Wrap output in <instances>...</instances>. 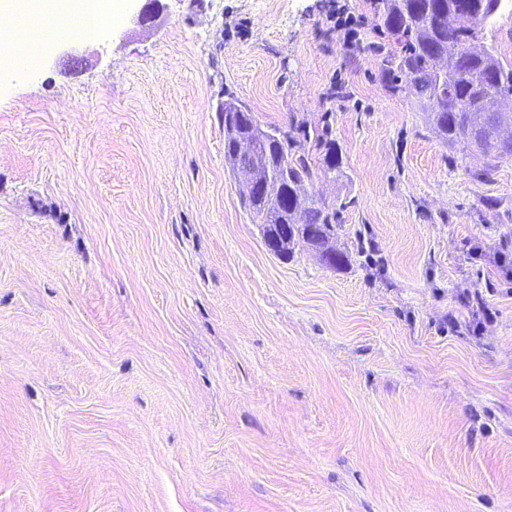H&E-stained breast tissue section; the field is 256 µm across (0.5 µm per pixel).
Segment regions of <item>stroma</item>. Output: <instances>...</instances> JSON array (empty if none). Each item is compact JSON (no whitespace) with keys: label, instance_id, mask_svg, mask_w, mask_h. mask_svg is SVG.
<instances>
[{"label":"stroma","instance_id":"35a3bbf8","mask_svg":"<svg viewBox=\"0 0 512 512\" xmlns=\"http://www.w3.org/2000/svg\"><path fill=\"white\" fill-rule=\"evenodd\" d=\"M161 2L0 57V512H512V160L390 92L377 0ZM228 90L330 128L348 266L267 251Z\"/></svg>","mask_w":512,"mask_h":512}]
</instances>
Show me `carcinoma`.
<instances>
[{
	"instance_id": "1",
	"label": "carcinoma",
	"mask_w": 512,
	"mask_h": 512,
	"mask_svg": "<svg viewBox=\"0 0 512 512\" xmlns=\"http://www.w3.org/2000/svg\"><path fill=\"white\" fill-rule=\"evenodd\" d=\"M380 4L381 27L394 43L388 50L378 48L391 91L413 98L449 150L479 152L490 166L511 159L512 152L499 138V126L479 110V105L495 94L512 96V63L502 61L490 45L482 46L480 58L456 60L458 46L484 40L485 33L495 26L496 15L474 27L456 29L448 27V12L456 0H380ZM437 95L448 98V109L427 111L423 100ZM330 135L327 127L316 132L315 146L326 148L323 166L317 171L303 146H289L276 127L261 128L252 112L231 91H224V158L233 172L243 177L237 142L244 136L255 140L248 166L267 177L269 193L259 197L241 184L239 194L254 223L288 226L286 256L301 241H328L336 235L338 210L308 195L305 189L318 172L327 174L339 167Z\"/></svg>"
}]
</instances>
